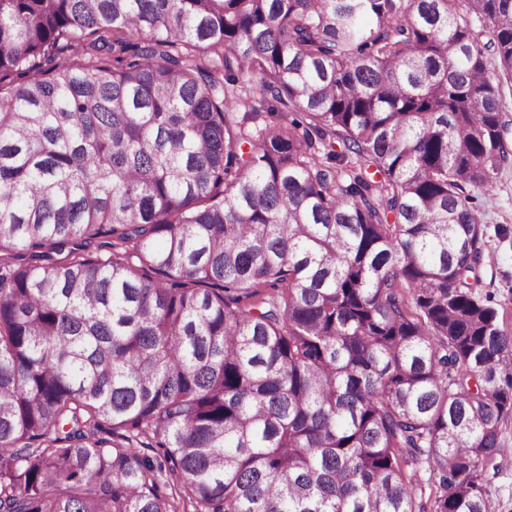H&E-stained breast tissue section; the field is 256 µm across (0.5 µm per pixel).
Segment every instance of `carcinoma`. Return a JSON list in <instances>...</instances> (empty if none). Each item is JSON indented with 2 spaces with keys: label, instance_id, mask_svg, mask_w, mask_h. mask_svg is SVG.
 <instances>
[{
  "label": "carcinoma",
  "instance_id": "obj_1",
  "mask_svg": "<svg viewBox=\"0 0 512 512\" xmlns=\"http://www.w3.org/2000/svg\"><path fill=\"white\" fill-rule=\"evenodd\" d=\"M505 83L512 0H0V512H490ZM493 177L492 190L478 194L472 203L482 224L483 249L489 261L479 289L483 296L491 295L493 305L504 315L505 328L512 331V160Z\"/></svg>",
  "mask_w": 512,
  "mask_h": 512
}]
</instances>
